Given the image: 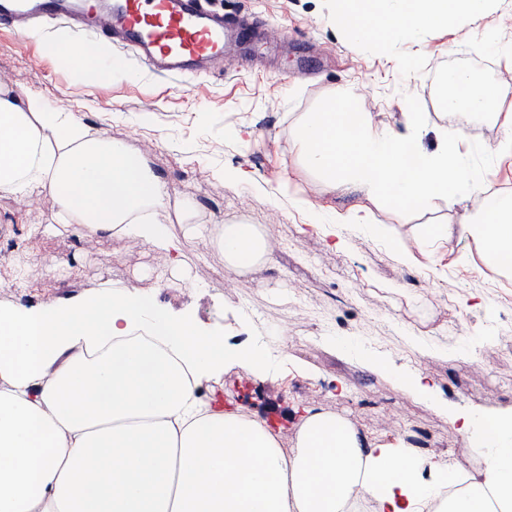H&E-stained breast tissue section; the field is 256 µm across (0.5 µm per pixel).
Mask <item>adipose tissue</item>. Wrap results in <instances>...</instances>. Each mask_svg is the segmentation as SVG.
Returning a JSON list of instances; mask_svg holds the SVG:
<instances>
[{"instance_id":"ef3b65f1","label":"adipose tissue","mask_w":512,"mask_h":512,"mask_svg":"<svg viewBox=\"0 0 512 512\" xmlns=\"http://www.w3.org/2000/svg\"><path fill=\"white\" fill-rule=\"evenodd\" d=\"M489 0H342L338 20L390 42L451 27ZM49 57L78 73L125 74L104 47L79 49L65 33ZM473 111L512 89L453 73ZM50 194L48 228L108 234L163 249L182 267L178 241L157 213L164 180L118 139L92 133L36 93L0 91V194ZM244 271L269 248L254 224L212 238ZM266 354L204 331L189 314L150 312L139 293L98 294L61 306L0 310V512H512V415L462 417L464 448L484 467L463 492L444 459L361 434L336 415L306 409L293 447L266 419L204 401L203 379L235 363L263 371Z\"/></svg>"}]
</instances>
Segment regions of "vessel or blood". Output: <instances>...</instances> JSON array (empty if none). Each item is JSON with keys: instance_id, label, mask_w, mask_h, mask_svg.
Wrapping results in <instances>:
<instances>
[{"instance_id": "obj_1", "label": "vessel or blood", "mask_w": 512, "mask_h": 512, "mask_svg": "<svg viewBox=\"0 0 512 512\" xmlns=\"http://www.w3.org/2000/svg\"><path fill=\"white\" fill-rule=\"evenodd\" d=\"M49 18L132 50L168 78L223 59L230 45L253 34L247 20L225 19L203 0H0V27L23 29Z\"/></svg>"}]
</instances>
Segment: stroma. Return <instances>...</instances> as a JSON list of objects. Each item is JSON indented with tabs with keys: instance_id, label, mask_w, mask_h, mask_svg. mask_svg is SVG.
<instances>
[{
	"instance_id": "obj_1",
	"label": "stroma",
	"mask_w": 512,
	"mask_h": 512,
	"mask_svg": "<svg viewBox=\"0 0 512 512\" xmlns=\"http://www.w3.org/2000/svg\"><path fill=\"white\" fill-rule=\"evenodd\" d=\"M213 7L248 19L271 40L225 59L216 74L181 81L128 57L130 78L89 82L40 46L59 24L43 23L32 38L0 33V87L42 94L92 132L123 140L165 179L160 219L185 261L174 273L164 252L129 239L44 232L53 206L47 192L0 196V309L57 305L103 288L143 292L155 307L192 314L228 342L253 340L266 350V374L226 366L202 383L204 400L262 415L276 407L287 444L311 405L393 444L421 430L430 437L427 454L476 473L482 459L462 450L454 416L512 414V276L492 269L463 232L468 202L440 200L415 216L366 202L299 162L296 127L321 98L342 90L375 122L398 126L411 94L426 117L424 150L461 132L498 151L512 96L478 112L451 111L437 84L448 72L474 69L482 82L512 86V0H490L485 15L449 30L424 28L406 42L342 29L335 0H215ZM185 203L195 224L259 225L269 256L250 272L229 274L215 245L186 235ZM328 223L344 247L330 245L321 230ZM376 224L392 225L394 238L375 235ZM425 224L447 227L449 244H424ZM401 248L411 262L399 259ZM412 336L429 338L428 355L411 349ZM340 338L351 350L337 348ZM366 355L383 369L366 367ZM415 374L432 396L404 386Z\"/></svg>"
}]
</instances>
